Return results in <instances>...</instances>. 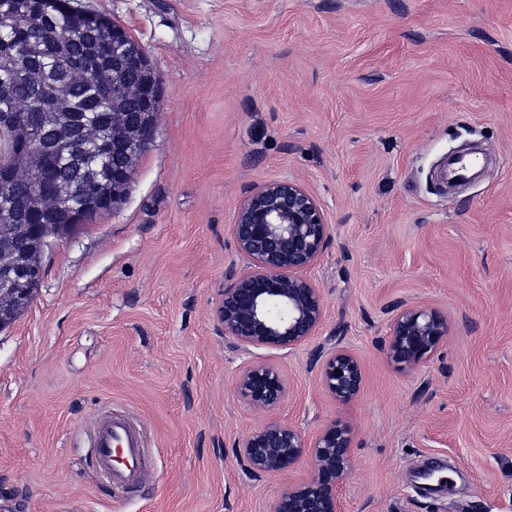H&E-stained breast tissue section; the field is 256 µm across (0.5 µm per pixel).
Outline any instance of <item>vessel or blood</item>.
Segmentation results:
<instances>
[{"mask_svg":"<svg viewBox=\"0 0 512 512\" xmlns=\"http://www.w3.org/2000/svg\"><path fill=\"white\" fill-rule=\"evenodd\" d=\"M91 446L89 465L120 494L137 488L152 466L142 426L123 410L112 409L99 417Z\"/></svg>","mask_w":512,"mask_h":512,"instance_id":"b4317fda","label":"vessel or blood"}]
</instances>
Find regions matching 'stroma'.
Masks as SVG:
<instances>
[{
  "mask_svg": "<svg viewBox=\"0 0 512 512\" xmlns=\"http://www.w3.org/2000/svg\"><path fill=\"white\" fill-rule=\"evenodd\" d=\"M123 24L160 79L156 138L122 203L42 255L0 329V512H266L313 468L249 473L263 422L234 392L261 361L289 392L273 418L353 429L341 512H512V0H81ZM484 176L440 189L450 152ZM301 182L330 224L309 275L325 319L292 350L236 349L217 313L244 265L246 191ZM448 320L409 369L385 346L397 307ZM360 359L342 404L311 354ZM141 422L154 467L133 502L83 467L106 406ZM448 465L443 491L418 473Z\"/></svg>",
  "mask_w": 512,
  "mask_h": 512,
  "instance_id": "1",
  "label": "stroma"
}]
</instances>
